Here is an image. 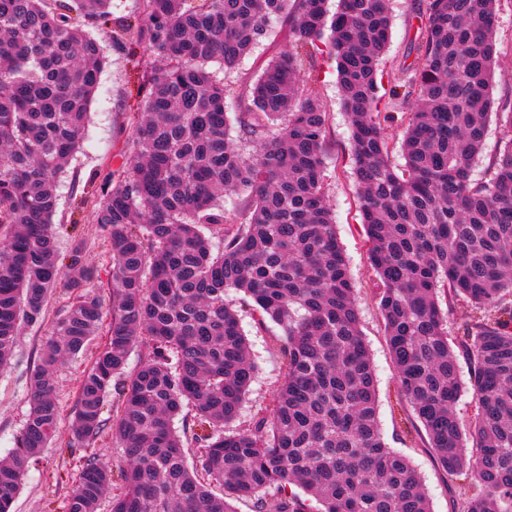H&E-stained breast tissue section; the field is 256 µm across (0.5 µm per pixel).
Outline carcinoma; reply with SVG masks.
Segmentation results:
<instances>
[{
  "label": "carcinoma",
  "mask_w": 512,
  "mask_h": 512,
  "mask_svg": "<svg viewBox=\"0 0 512 512\" xmlns=\"http://www.w3.org/2000/svg\"><path fill=\"white\" fill-rule=\"evenodd\" d=\"M499 0H420L417 56L383 89L388 0H144L132 28L111 0H0V368L21 324L58 285L76 294L30 370L28 417L0 460V512L61 419L55 374L84 356L77 442L105 430L113 472L87 456L66 512H432L411 462L380 430L371 356L327 204L328 112L298 77L336 61L367 255L399 399L438 467L471 490L457 512H512V99H495ZM281 26L283 53L239 93L226 77ZM132 31L150 59L118 174L96 221L112 256L108 298L84 251L61 255L58 178L78 152L104 63L92 30ZM217 62L220 69L207 65ZM385 93H380V90ZM389 98L401 115L383 112ZM509 139L476 182L489 118ZM405 125L404 164L387 130ZM237 130V139L230 137ZM447 298L475 315L448 340ZM282 329L285 372L271 408L230 429L255 372L239 310ZM139 363L128 369L133 351ZM476 417L463 429L458 355ZM191 409L193 458L173 426Z\"/></svg>",
  "instance_id": "obj_1"
}]
</instances>
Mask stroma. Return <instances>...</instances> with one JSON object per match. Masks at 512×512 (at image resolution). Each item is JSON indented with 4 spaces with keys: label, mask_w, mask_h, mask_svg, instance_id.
<instances>
[{
    "label": "stroma",
    "mask_w": 512,
    "mask_h": 512,
    "mask_svg": "<svg viewBox=\"0 0 512 512\" xmlns=\"http://www.w3.org/2000/svg\"><path fill=\"white\" fill-rule=\"evenodd\" d=\"M418 0H393L391 35L385 52V76L396 74L415 57L413 51L417 20L414 8ZM107 63L90 107L85 137L60 181L54 216L58 247L69 252L82 246L91 283L107 290L112 282V258L103 245L106 230L95 221L91 202L90 176L119 167L115 147L129 135V107L142 96V75L147 57L142 49H119L110 31H95ZM336 64L318 60L315 72H301L300 79L326 103L330 111L329 139L332 160L330 205L336 234L349 260L351 277L357 290L361 330L375 367L378 416L383 437L390 448L409 457L418 469L433 512H455L461 489L449 482L438 467L431 448L412 428L406 406L400 404L384 324L378 308V280L367 260L364 228L357 208V183L350 163L351 131L349 119L341 108ZM494 95H512V0H500L496 41ZM70 301L69 293L57 289L50 296L42 319L22 324L10 366L0 371V456L13 446L29 410L27 373L37 362L44 336ZM241 325L251 345L257 372L250 385L246 403L236 426L248 428L254 410L268 406L280 383L284 368L273 354L272 345L282 331L273 322L258 325L254 315L242 313ZM83 361H73L60 368L57 387L62 417L51 448L44 451L29 471L14 504L13 512H62L72 489L71 482L53 486L52 475L71 470L68 443L72 438V411L78 396Z\"/></svg>",
    "instance_id": "obj_1"
}]
</instances>
